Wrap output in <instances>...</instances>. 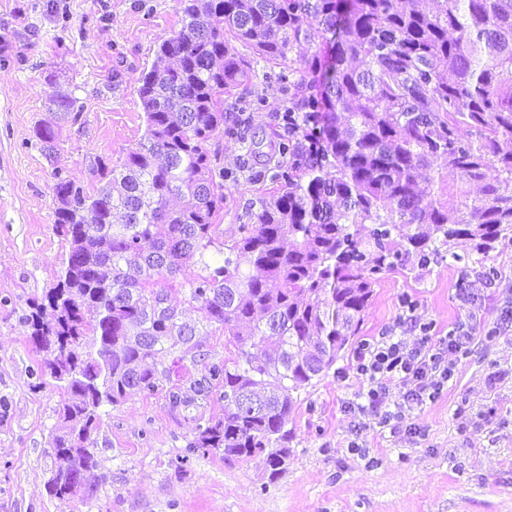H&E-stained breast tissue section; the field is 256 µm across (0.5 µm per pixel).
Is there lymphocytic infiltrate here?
Wrapping results in <instances>:
<instances>
[{
  "label": "lymphocytic infiltrate",
  "instance_id": "f902f5d3",
  "mask_svg": "<svg viewBox=\"0 0 512 512\" xmlns=\"http://www.w3.org/2000/svg\"><path fill=\"white\" fill-rule=\"evenodd\" d=\"M406 324L405 317L399 318L356 350L353 372L364 387L349 404L354 416L370 417L380 426H388L395 417L391 382H399L404 388L407 403L420 405L434 399L440 379L447 377L446 359L432 347L431 324H420L421 337L413 345L399 334Z\"/></svg>",
  "mask_w": 512,
  "mask_h": 512
}]
</instances>
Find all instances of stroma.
I'll return each mask as SVG.
<instances>
[{"label": "stroma", "instance_id": "35a3bbf8", "mask_svg": "<svg viewBox=\"0 0 512 512\" xmlns=\"http://www.w3.org/2000/svg\"><path fill=\"white\" fill-rule=\"evenodd\" d=\"M178 27L176 0H0V512H512V241L489 262L454 261L441 249L427 265L407 261L374 289L359 339L402 313L433 322V336L461 328L466 354L449 353L452 376L432 402L395 428L353 430L346 409L363 384L345 352L298 393L288 467L269 479L264 457L227 462L189 453L200 418L223 404L173 412L163 392L102 409L94 434L97 497L52 498L46 489L60 392L36 388L44 362L24 317L57 282L66 242L54 227L53 173L97 187L96 160L120 164L142 138L138 88L160 36ZM249 92L264 98L253 133L280 111L279 84L249 47ZM76 98L77 122L61 124L45 156L36 127L52 99ZM497 270L484 277L485 265ZM500 328L488 337L489 328ZM359 452H351L350 443Z\"/></svg>", "mask_w": 512, "mask_h": 512}]
</instances>
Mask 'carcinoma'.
I'll return each instance as SVG.
<instances>
[{
	"label": "carcinoma",
	"mask_w": 512,
	"mask_h": 512,
	"mask_svg": "<svg viewBox=\"0 0 512 512\" xmlns=\"http://www.w3.org/2000/svg\"><path fill=\"white\" fill-rule=\"evenodd\" d=\"M421 2L178 0L180 28L160 38L138 89L140 141L119 165L97 160L92 191L53 174L68 251L57 285L25 315L36 350L69 370L64 382L50 374L63 395L46 449L52 497L93 500L99 408L159 390L172 411L224 402L188 451L263 455L276 479L294 393L345 351L383 276L458 241L485 256L512 239V0ZM312 16L322 29L306 24ZM329 34L328 56L302 55V43ZM239 43L283 91L267 154L249 140L245 114L264 101L246 92L252 69ZM292 52L300 71L283 69ZM76 103L61 96L51 111L74 123ZM218 132L246 145L239 172L263 191L222 241L224 181L238 176L210 149ZM34 137L55 150L51 125ZM434 158L480 195L460 189L448 211L442 182L419 187ZM190 263L200 267L188 281L194 324L158 287ZM214 326L228 356L203 363L187 390L171 383L157 354L185 346L201 357Z\"/></svg>",
	"instance_id": "obj_1"
}]
</instances>
